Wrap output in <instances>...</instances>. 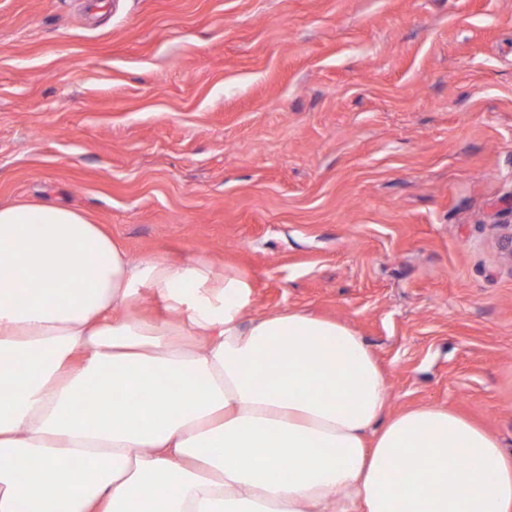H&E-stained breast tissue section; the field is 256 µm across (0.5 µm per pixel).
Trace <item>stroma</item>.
I'll list each match as a JSON object with an SVG mask.
<instances>
[{
	"instance_id": "stroma-1",
	"label": "stroma",
	"mask_w": 512,
	"mask_h": 512,
	"mask_svg": "<svg viewBox=\"0 0 512 512\" xmlns=\"http://www.w3.org/2000/svg\"><path fill=\"white\" fill-rule=\"evenodd\" d=\"M0 0V204L354 329L512 453V0Z\"/></svg>"
}]
</instances>
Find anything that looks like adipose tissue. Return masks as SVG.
<instances>
[{
    "label": "adipose tissue",
    "instance_id": "ef3b65f1",
    "mask_svg": "<svg viewBox=\"0 0 512 512\" xmlns=\"http://www.w3.org/2000/svg\"><path fill=\"white\" fill-rule=\"evenodd\" d=\"M145 288L165 316H138ZM253 296L236 269L131 259L72 208L0 205V512H512L485 428L384 417L353 329L249 320Z\"/></svg>",
    "mask_w": 512,
    "mask_h": 512
}]
</instances>
